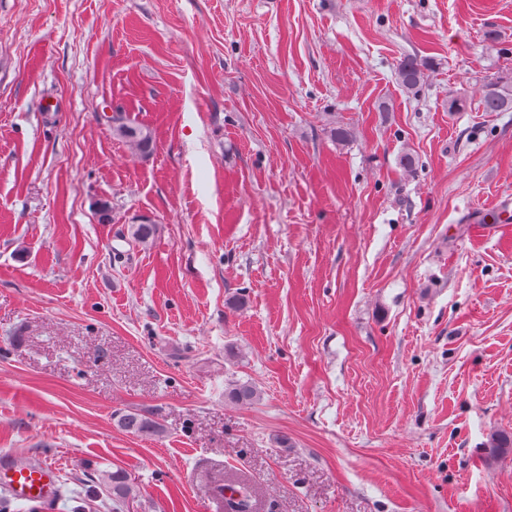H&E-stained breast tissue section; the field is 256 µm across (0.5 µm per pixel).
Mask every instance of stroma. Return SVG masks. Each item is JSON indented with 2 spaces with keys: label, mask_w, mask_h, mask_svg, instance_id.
Instances as JSON below:
<instances>
[{
  "label": "stroma",
  "mask_w": 512,
  "mask_h": 512,
  "mask_svg": "<svg viewBox=\"0 0 512 512\" xmlns=\"http://www.w3.org/2000/svg\"><path fill=\"white\" fill-rule=\"evenodd\" d=\"M487 76H512V0H0V452L60 463L59 512H110L118 467L119 512H225L217 475L255 512H512ZM426 63L415 55L400 60L396 76L399 84L409 92H416L424 82ZM112 134L141 155H148L153 150L152 131L144 125L119 122L112 126ZM224 398L234 402L253 403L260 399V392L248 381H231L224 390ZM118 423L124 430L141 436L154 435L158 433L160 429L159 423L137 412H128L121 415ZM213 497L222 500L231 512H252V495L245 484H224V478H214L207 486Z\"/></svg>",
  "instance_id": "35a3bbf8"
}]
</instances>
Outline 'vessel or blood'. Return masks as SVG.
I'll use <instances>...</instances> for the list:
<instances>
[{
    "instance_id": "b4317fda",
    "label": "vessel or blood",
    "mask_w": 512,
    "mask_h": 512,
    "mask_svg": "<svg viewBox=\"0 0 512 512\" xmlns=\"http://www.w3.org/2000/svg\"><path fill=\"white\" fill-rule=\"evenodd\" d=\"M59 467L51 460L33 466L12 452L0 454V495L8 502L55 512L62 498Z\"/></svg>"
}]
</instances>
